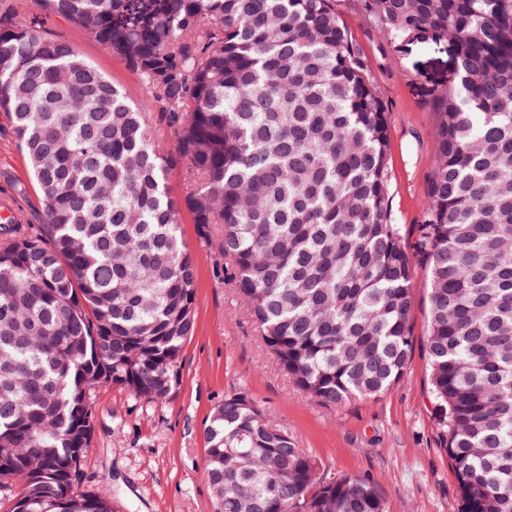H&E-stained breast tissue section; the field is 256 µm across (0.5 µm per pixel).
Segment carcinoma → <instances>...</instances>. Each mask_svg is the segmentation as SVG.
<instances>
[{
	"instance_id": "cac0c4a2",
	"label": "carcinoma",
	"mask_w": 512,
	"mask_h": 512,
	"mask_svg": "<svg viewBox=\"0 0 512 512\" xmlns=\"http://www.w3.org/2000/svg\"><path fill=\"white\" fill-rule=\"evenodd\" d=\"M397 46L448 47L437 165L415 248L389 209L385 105L336 0H43L123 57L165 115L60 39L0 10V112L42 198L0 222V481L12 512H113L74 483L90 392L153 403L180 386L196 265L180 204L216 243L278 368L318 403L376 399L413 350L429 283L434 428L459 512H512V0H360ZM213 512H389L370 481L326 479L246 392L204 429Z\"/></svg>"
}]
</instances>
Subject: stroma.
Listing matches in <instances>:
<instances>
[{"mask_svg":"<svg viewBox=\"0 0 512 512\" xmlns=\"http://www.w3.org/2000/svg\"><path fill=\"white\" fill-rule=\"evenodd\" d=\"M0 7L39 19L42 37L65 40L134 103L147 101L141 79L123 58L77 24L46 14L40 0H0ZM336 9L387 107L389 206L412 245L435 165L431 91L447 74L448 56L444 46L428 40L393 47L360 0H336ZM5 196L30 226L40 224L41 195L0 113V198ZM180 221L196 262V326L185 343L180 387L163 404L119 386L92 391L93 436L81 459L77 492H108L114 512H213L203 431L225 395L245 391L274 427L286 430L321 462L327 477L369 480L390 512H458L454 472L431 416L423 271L413 279L414 345L404 376L378 399L334 409L309 399L270 361L233 283L216 273L214 242L201 238L189 210L181 211Z\"/></svg>","mask_w":512,"mask_h":512,"instance_id":"obj_1","label":"stroma"}]
</instances>
